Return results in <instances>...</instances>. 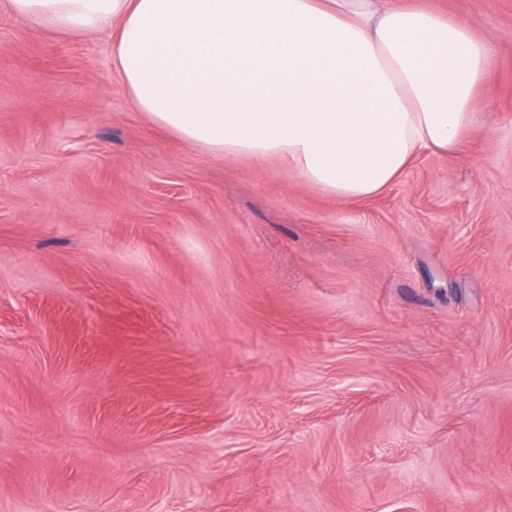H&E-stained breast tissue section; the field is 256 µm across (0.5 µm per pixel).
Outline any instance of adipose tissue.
<instances>
[{"label": "adipose tissue", "mask_w": 512, "mask_h": 512, "mask_svg": "<svg viewBox=\"0 0 512 512\" xmlns=\"http://www.w3.org/2000/svg\"><path fill=\"white\" fill-rule=\"evenodd\" d=\"M100 33L156 126L224 159L280 157L341 201L385 191L475 124L488 39L418 0H8Z\"/></svg>", "instance_id": "obj_1"}]
</instances>
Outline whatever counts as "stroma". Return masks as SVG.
<instances>
[{"mask_svg":"<svg viewBox=\"0 0 512 512\" xmlns=\"http://www.w3.org/2000/svg\"><path fill=\"white\" fill-rule=\"evenodd\" d=\"M422 2L478 123L339 201L0 0V512H512V0Z\"/></svg>","mask_w":512,"mask_h":512,"instance_id":"obj_1","label":"stroma"}]
</instances>
